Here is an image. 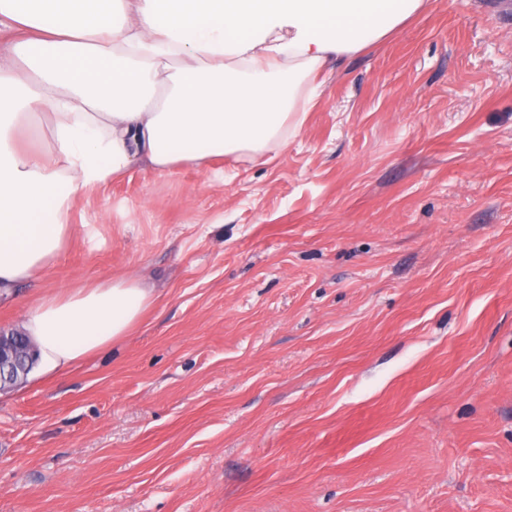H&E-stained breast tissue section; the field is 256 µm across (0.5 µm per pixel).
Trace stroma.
Here are the masks:
<instances>
[{
    "mask_svg": "<svg viewBox=\"0 0 512 512\" xmlns=\"http://www.w3.org/2000/svg\"><path fill=\"white\" fill-rule=\"evenodd\" d=\"M0 302L143 273L113 347L0 391V512H512V0H436L286 148L139 164Z\"/></svg>",
    "mask_w": 512,
    "mask_h": 512,
    "instance_id": "stroma-1",
    "label": "stroma"
}]
</instances>
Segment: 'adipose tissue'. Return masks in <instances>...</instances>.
Listing matches in <instances>:
<instances>
[{
	"label": "adipose tissue",
	"mask_w": 512,
	"mask_h": 512,
	"mask_svg": "<svg viewBox=\"0 0 512 512\" xmlns=\"http://www.w3.org/2000/svg\"><path fill=\"white\" fill-rule=\"evenodd\" d=\"M433 0H0V300L37 283L84 227L79 193L144 162L170 173L287 146L320 73ZM53 150L19 142L39 112ZM141 276L41 293L25 314L40 364L66 372L131 335Z\"/></svg>",
	"instance_id": "adipose-tissue-1"
}]
</instances>
